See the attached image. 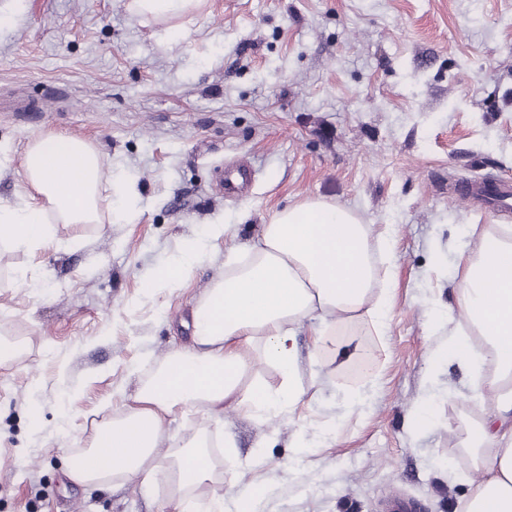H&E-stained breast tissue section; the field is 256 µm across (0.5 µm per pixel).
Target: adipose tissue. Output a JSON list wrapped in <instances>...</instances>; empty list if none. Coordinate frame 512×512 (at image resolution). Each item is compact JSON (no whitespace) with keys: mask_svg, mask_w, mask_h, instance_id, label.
<instances>
[{"mask_svg":"<svg viewBox=\"0 0 512 512\" xmlns=\"http://www.w3.org/2000/svg\"><path fill=\"white\" fill-rule=\"evenodd\" d=\"M27 186L19 201L0 206V248L32 253L53 242L60 224L102 221L101 191L110 174L87 141L49 132L31 140L21 160ZM233 225H208L201 238L160 266L147 294L178 285L195 262L224 244V269L197 301L190 345L169 351L134 395L99 426L87 448L68 457V477L90 489L133 484L166 486L174 512H214L215 462L199 433L165 448V423L178 410L202 408L219 419L246 411L258 424L287 419L300 451L311 445L298 414L308 392L299 373L297 336L312 327L313 353L337 359V330L356 318L386 335L395 278L387 263L394 242L375 233L353 209L321 198L277 211L251 244L235 241ZM455 304L441 308L431 335L447 333L449 348L479 379L472 386L479 419L469 442L476 479L454 512H512V225L490 224L456 256ZM274 368L278 386L258 375Z\"/></svg>","mask_w":512,"mask_h":512,"instance_id":"adipose-tissue-1","label":"adipose tissue"}]
</instances>
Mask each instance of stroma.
Instances as JSON below:
<instances>
[{
	"mask_svg": "<svg viewBox=\"0 0 512 512\" xmlns=\"http://www.w3.org/2000/svg\"><path fill=\"white\" fill-rule=\"evenodd\" d=\"M129 0H0V204L17 201L26 143L48 132L86 140L106 171L134 185L135 213L57 225V242L0 253V336L21 354L0 365V512H159L163 492L90 490L65 474L149 373L189 343L193 304L218 264L178 287L140 285L221 219L255 239L278 210L323 197L390 227L397 289L390 331L362 319L337 347L359 352L300 412L343 444L306 455L293 429L243 414L222 422L177 411L172 445L229 432L250 468L224 485V506L262 493V512H451L476 460V407L449 396L466 377L458 350L435 363L425 301L452 303L457 249L473 227L512 224L457 195L456 183L512 179V0H202L164 24ZM251 165L248 192L218 184ZM25 280H17L18 271ZM352 391L361 407L343 413ZM431 394V426L411 416Z\"/></svg>",
	"mask_w": 512,
	"mask_h": 512,
	"instance_id": "stroma-1",
	"label": "stroma"
}]
</instances>
